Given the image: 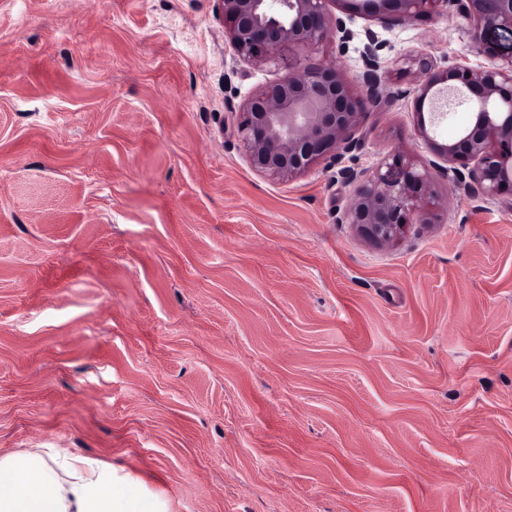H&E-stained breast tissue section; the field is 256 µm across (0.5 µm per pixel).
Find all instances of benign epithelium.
I'll use <instances>...</instances> for the list:
<instances>
[{
  "mask_svg": "<svg viewBox=\"0 0 512 512\" xmlns=\"http://www.w3.org/2000/svg\"><path fill=\"white\" fill-rule=\"evenodd\" d=\"M340 3L347 18L330 4ZM455 7L469 23L470 51L480 50L489 32L512 35V0H215L224 35L250 65L280 63L288 76L250 98L239 113L237 131L251 168L290 178L320 160L331 159L352 197L340 223L351 225L366 242L382 246L412 224L429 222L424 202L433 182L401 152L387 155L374 169L355 165L361 143L354 137L361 119L375 107L411 100L418 135L435 156L437 173L454 191L493 199L512 196V57L502 63L472 64L462 59L440 67L419 60V76L403 92H385L383 52L387 43L372 27L348 26L352 16H375L386 27L411 23ZM342 44L362 45V92L350 91L344 74L331 64H314L300 50L321 42L328 31ZM461 99L472 120L452 139L438 141L423 118V107L438 97Z\"/></svg>",
  "mask_w": 512,
  "mask_h": 512,
  "instance_id": "obj_1",
  "label": "benign epithelium"
}]
</instances>
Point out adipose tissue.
I'll use <instances>...</instances> for the list:
<instances>
[{"mask_svg": "<svg viewBox=\"0 0 512 512\" xmlns=\"http://www.w3.org/2000/svg\"><path fill=\"white\" fill-rule=\"evenodd\" d=\"M135 484L130 474L63 448L0 456V512H165Z\"/></svg>", "mask_w": 512, "mask_h": 512, "instance_id": "adipose-tissue-1", "label": "adipose tissue"}]
</instances>
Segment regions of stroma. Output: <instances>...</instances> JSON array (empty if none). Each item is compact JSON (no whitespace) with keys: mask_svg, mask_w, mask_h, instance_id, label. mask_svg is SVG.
<instances>
[{"mask_svg":"<svg viewBox=\"0 0 512 512\" xmlns=\"http://www.w3.org/2000/svg\"><path fill=\"white\" fill-rule=\"evenodd\" d=\"M380 29L385 80L456 62L452 12ZM358 42L304 54L360 89ZM284 68L213 0H0V455L67 448L166 512H512V197L434 177L384 246L330 160L260 175L236 134ZM407 101L358 162L431 154Z\"/></svg>","mask_w":512,"mask_h":512,"instance_id":"35a3bbf8","label":"stroma"}]
</instances>
